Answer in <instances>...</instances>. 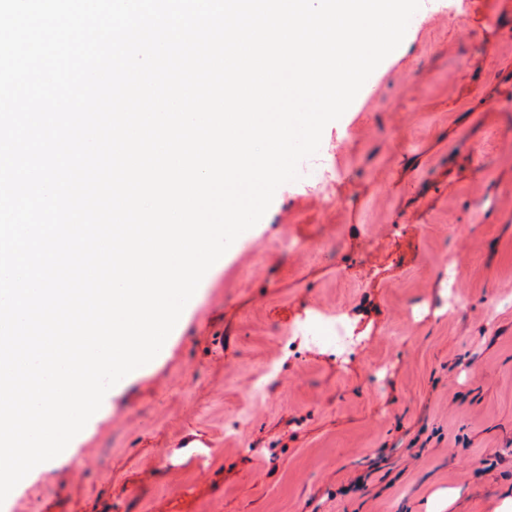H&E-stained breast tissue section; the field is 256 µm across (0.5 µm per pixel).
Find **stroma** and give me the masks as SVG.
I'll list each match as a JSON object with an SVG mask.
<instances>
[{
    "mask_svg": "<svg viewBox=\"0 0 512 512\" xmlns=\"http://www.w3.org/2000/svg\"><path fill=\"white\" fill-rule=\"evenodd\" d=\"M457 9L420 6L325 127L322 193L281 185L163 350L0 512H426L439 489L447 512H493L512 486L492 464L512 459V0ZM317 309L363 338L344 363L295 336ZM382 455L391 485L340 494Z\"/></svg>",
    "mask_w": 512,
    "mask_h": 512,
    "instance_id": "35a3bbf8",
    "label": "stroma"
}]
</instances>
